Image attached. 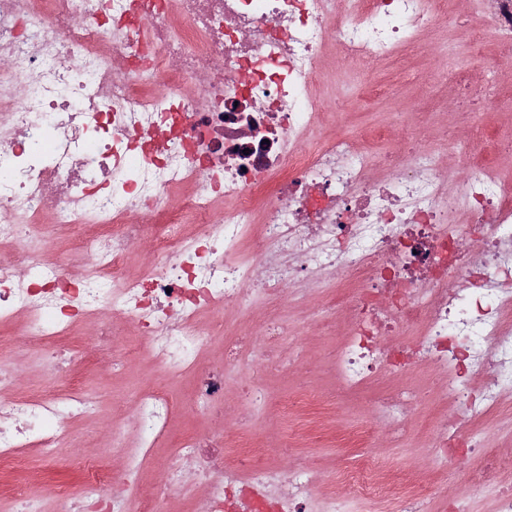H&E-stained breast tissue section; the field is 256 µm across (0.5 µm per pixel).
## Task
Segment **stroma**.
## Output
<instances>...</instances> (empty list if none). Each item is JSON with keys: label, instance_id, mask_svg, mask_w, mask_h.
Masks as SVG:
<instances>
[{"label": "stroma", "instance_id": "35a3bbf8", "mask_svg": "<svg viewBox=\"0 0 512 512\" xmlns=\"http://www.w3.org/2000/svg\"><path fill=\"white\" fill-rule=\"evenodd\" d=\"M431 38L436 56L445 59L452 67L466 69L474 81L482 80L484 70L469 57L461 33L438 29ZM317 94L323 99H336L340 106L339 111L322 113V130L354 139L379 129L393 133L401 127L414 128L422 112L426 111L431 115L427 137L433 154L452 166L474 153L462 135L461 116L452 109L451 87L435 86L427 72L416 71L409 75L401 68L378 64L368 77L363 78L347 69L340 60L333 59L326 67V78ZM333 285L330 278L322 284H303L299 298L283 305L281 314L290 327L283 345L291 347L296 338H303L309 349V359L303 367L266 376L269 399L255 414L256 430L261 432L265 447L274 451L280 450L285 437L295 427L321 425L320 436L295 441L290 451L293 455L317 460L320 464L318 476L326 484L334 476V467L354 454L353 449L340 447L338 435L367 419L371 397L367 390L357 394L340 392L325 367L335 345L336 332L315 326L313 318L321 293ZM83 381L94 398L95 411L69 426L80 443L79 449H62L50 460L35 452L23 468L0 469V512H15L10 491L14 484L24 485L31 496L39 498L44 512H50L59 483L80 481L78 457L90 458L106 452L112 447L114 436H132L133 429L128 420L131 399L139 388L156 385L157 378L149 361L144 359L123 375L113 374L111 364H99L84 373ZM300 389H309L319 395L322 401L319 416L279 411V403ZM431 417V407L422 406L413 434L400 444L381 443L378 455L401 469H420L430 453L425 427ZM206 427L201 416H181L176 436L163 442L157 456L148 464L146 477L161 476L163 469L174 463L187 467V460L176 453L178 439Z\"/></svg>", "mask_w": 512, "mask_h": 512}]
</instances>
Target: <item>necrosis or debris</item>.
I'll list each match as a JSON object with an SVG mask.
<instances>
[{
    "mask_svg": "<svg viewBox=\"0 0 512 512\" xmlns=\"http://www.w3.org/2000/svg\"><path fill=\"white\" fill-rule=\"evenodd\" d=\"M450 0H0V328L60 378L49 395H16L0 368V464L50 456L63 419L93 411L80 378L92 361L135 362L149 353L167 379L191 377L176 404L140 390L137 429L109 457L83 460L82 483L59 488L56 512H163L178 495L191 512H429L436 476L452 459L478 458L471 487L498 485L495 512H512V450L489 447L481 422L512 393V188L496 165L439 170L418 142L383 155L327 136L314 93L328 48L352 67L403 61L438 26L462 28L474 50L501 49L481 84L428 62L429 72L478 110L498 100L512 70V0L471 15ZM66 256L41 240L44 224ZM150 259L130 273L142 241ZM331 274L329 315L344 318L334 352L338 383L358 391L385 376L435 372L440 412L428 432V478L374 454L378 432L403 439L414 391L374 396L372 422L351 430L364 452L343 466L338 491L320 486L312 460L272 465L259 452L252 413L261 373L299 365L304 343L283 350L288 327L224 339V366L206 361L203 313L220 318L245 289L283 301L300 282ZM117 309L138 340L117 348L99 320ZM96 318L93 355L70 346L76 316ZM250 381L227 404L224 367ZM234 408L239 431L185 435L186 482L171 467L150 487L128 483L153 457L178 411L210 417Z\"/></svg>",
    "mask_w": 512,
    "mask_h": 512,
    "instance_id": "obj_1",
    "label": "necrosis or debris"
}]
</instances>
